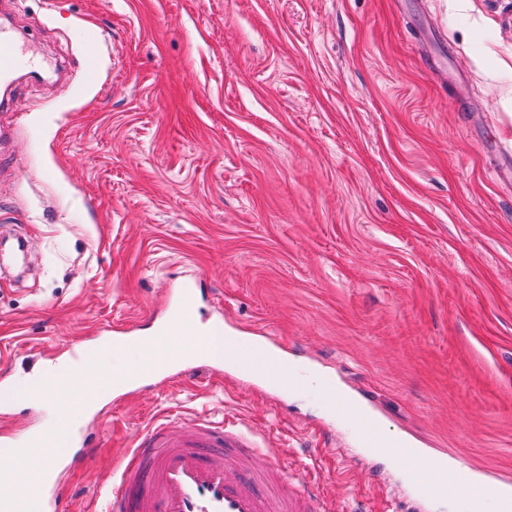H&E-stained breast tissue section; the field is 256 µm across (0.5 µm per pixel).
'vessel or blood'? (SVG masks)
Instances as JSON below:
<instances>
[{"label": "vessel or blood", "mask_w": 512, "mask_h": 512, "mask_svg": "<svg viewBox=\"0 0 512 512\" xmlns=\"http://www.w3.org/2000/svg\"><path fill=\"white\" fill-rule=\"evenodd\" d=\"M35 71L23 43L0 27V83H10L17 71ZM197 300L190 297L159 323L156 338L191 337L205 347L223 335V322L199 326ZM329 407L355 426L363 447L377 448L411 469L426 473L415 489L421 499L455 496L469 488V512H482L487 495H495L500 512H512V485L469 478L461 481L448 464L428 456L413 444L384 441L375 413L355 400H342L335 390L325 393ZM264 454L263 470L280 483L269 489L253 465ZM286 449L257 450L239 431L232 417L222 426L204 420H174L135 437L113 473L112 512H336L333 501L311 490L293 487L285 464Z\"/></svg>", "instance_id": "1"}]
</instances>
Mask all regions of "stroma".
I'll return each mask as SVG.
<instances>
[{
	"label": "stroma",
	"mask_w": 512,
	"mask_h": 512,
	"mask_svg": "<svg viewBox=\"0 0 512 512\" xmlns=\"http://www.w3.org/2000/svg\"><path fill=\"white\" fill-rule=\"evenodd\" d=\"M1 24L49 73L0 86V428H47L43 368L150 334L188 281L321 380L195 360L136 382L84 420L91 462L58 464L72 512H106L135 435L228 415L336 512H462L417 500L326 385L512 483V0H0Z\"/></svg>",
	"instance_id": "35a3bbf8"
}]
</instances>
